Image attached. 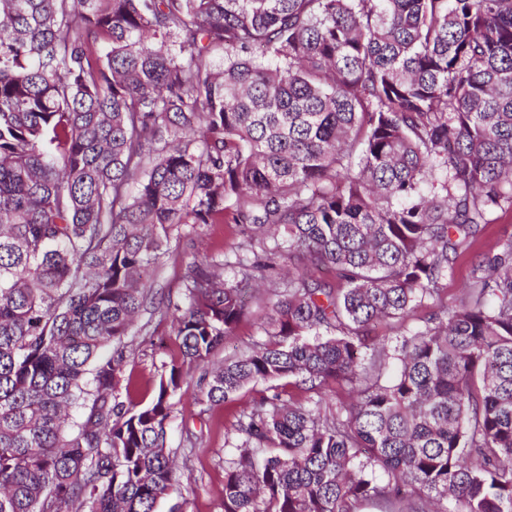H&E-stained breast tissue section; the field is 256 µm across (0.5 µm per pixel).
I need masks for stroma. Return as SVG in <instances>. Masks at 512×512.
Masks as SVG:
<instances>
[{
	"instance_id": "1",
	"label": "stroma",
	"mask_w": 512,
	"mask_h": 512,
	"mask_svg": "<svg viewBox=\"0 0 512 512\" xmlns=\"http://www.w3.org/2000/svg\"><path fill=\"white\" fill-rule=\"evenodd\" d=\"M512 234V211L497 212L476 242L458 259L443 286L448 299L460 295L471 280L476 255L494 249ZM236 228L231 224L183 225L173 233L167 254L150 277L154 304L142 312L137 324L142 331L127 337L129 357L124 367L140 386V396L150 399L164 364L178 356L174 326L166 313V302H180L181 277L186 265L196 254L208 251L223 257L237 242ZM258 336L252 321L246 320L224 339L208 361L185 370L181 388L172 398V413L167 449L177 457L178 490L161 501L157 512H169L181 505L184 512H223L224 460L229 453L225 443L232 433L234 415L256 395L255 386L243 388L228 404L208 406L197 396L210 378L211 371L224 360L250 350Z\"/></svg>"
}]
</instances>
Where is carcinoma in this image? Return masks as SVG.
<instances>
[{
	"instance_id": "carcinoma-1",
	"label": "carcinoma",
	"mask_w": 512,
	"mask_h": 512,
	"mask_svg": "<svg viewBox=\"0 0 512 512\" xmlns=\"http://www.w3.org/2000/svg\"><path fill=\"white\" fill-rule=\"evenodd\" d=\"M506 204L512 0H0V512H157L184 369L281 260L267 340L200 391L266 385L224 512H512V236L441 298ZM224 223L121 397L147 270Z\"/></svg>"
}]
</instances>
